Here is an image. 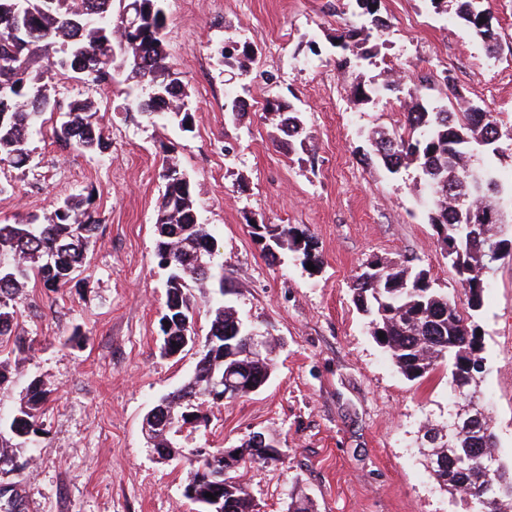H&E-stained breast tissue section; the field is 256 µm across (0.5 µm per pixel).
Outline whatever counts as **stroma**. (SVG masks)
Returning a JSON list of instances; mask_svg holds the SVG:
<instances>
[{
  "label": "stroma",
  "instance_id": "1",
  "mask_svg": "<svg viewBox=\"0 0 512 512\" xmlns=\"http://www.w3.org/2000/svg\"><path fill=\"white\" fill-rule=\"evenodd\" d=\"M499 33L496 57L451 15L426 0H382L383 64L364 73L372 100L355 103L336 69L337 29L355 23L352 0H165L169 60L195 112L193 132L129 109L106 79H52L63 122L76 98L92 102L109 143L93 155L34 136L30 166L0 167V224L46 219L56 201L90 199L99 239L79 287L28 285L13 325L22 337L13 382L0 386V415L24 400L30 379L49 393L31 453L0 469V506L16 512H192L183 496L186 461H159L141 433L157 399L179 388L197 357L161 354L159 319L166 273L155 258V212L163 155L175 156L195 186L200 221L214 235L226 298L276 344L275 366L257 393L224 401L193 434L196 448H236L254 432L277 436L280 460L236 469L257 512H288L293 493L315 512H464L441 489L422 455L424 423L452 408L450 369L404 378L370 336L353 301L367 261L405 258L435 287L456 289L446 254L427 221L416 172L390 174L372 154L373 131L398 127L400 104L382 84L384 65L401 68L431 105L455 112L477 104L502 122L494 164L504 211L512 210V0H484ZM249 45L245 70L226 67L225 42ZM451 73L457 88L442 82ZM247 103L233 119L228 94ZM302 112L303 150L278 144L269 98ZM306 229L321 255L308 270L297 254L269 257L251 223ZM480 397L500 460L512 466V258L498 263L482 308Z\"/></svg>",
  "mask_w": 512,
  "mask_h": 512
}]
</instances>
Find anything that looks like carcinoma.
<instances>
[{"mask_svg":"<svg viewBox=\"0 0 512 512\" xmlns=\"http://www.w3.org/2000/svg\"><path fill=\"white\" fill-rule=\"evenodd\" d=\"M138 2L145 10L147 27L167 28L165 0H0V166L22 168L31 159L33 136L47 131L46 114L54 111L47 74L64 78L82 76L100 81L113 72L127 73L146 81L152 94L153 112L147 119L170 118L184 132L191 111L185 86L171 78L164 38L128 41L119 22L117 3ZM438 12L453 9L455 17L484 43L494 55L498 36L493 16L482 12L479 0H429ZM381 0H355L363 22L337 31L336 47L341 55L338 69L352 75L379 53ZM247 46L230 44L221 57L227 66L249 58ZM389 90L405 93L403 128L378 131L373 136L374 152L391 173L411 165L419 171V183L430 197L428 222L446 251L464 293L466 310H461L448 293L434 288L428 271L411 267L406 260L376 258L355 277V303L367 318L370 335L389 355L398 372L408 380L424 377L438 364L451 365V382L465 381L454 397L468 406L474 403L481 381L483 358L479 336L468 322V312L483 306L489 275L488 243L496 237L492 224H469L468 208L496 206L501 189L492 158L501 138L497 114L478 111L469 105L461 112L435 110L426 106L417 89L402 78L384 81ZM267 109L279 116L288 152L303 143L300 113L273 98ZM68 120L53 128L54 138L66 146L88 153H104L109 145L92 121V103L70 102ZM177 160H162L160 178L164 192L157 206L155 255L167 269L166 308L172 322L164 336L162 353L169 355L186 337L194 335L193 300L199 293L211 315L210 328L202 339L205 365L194 369L177 390L162 396L158 405L180 413L181 421L196 429L207 421L205 407L224 394V375L236 384L237 397L248 396L250 387L271 375L273 361L253 360L239 366L238 348L248 329L236 311L224 301V267L213 262L212 234L199 222L198 202L191 182L176 178ZM101 220L83 202L66 198L55 204L47 223L32 217L17 224H0V348L21 341L11 340L13 322L22 298L19 291L35 278L49 291L69 287L82 273L86 254L98 240ZM260 236L275 250L302 256V263L319 262L311 237L290 224H264ZM384 337H379V334ZM47 391L34 379L27 387L26 401L7 417H0V466L13 462L16 454L35 447L41 431L39 409ZM437 431L428 448L430 472L437 483L462 496L469 512H502L512 501V469L495 457L491 418L485 417L488 441L475 448L470 437L457 432L455 419ZM153 447L173 458H185L192 466L183 495L202 512H255L249 493L239 484L224 488L223 459L197 460L184 446L182 437L162 428L155 430ZM212 493L209 498L206 493Z\"/></svg>","mask_w":512,"mask_h":512,"instance_id":"1","label":"carcinoma"}]
</instances>
